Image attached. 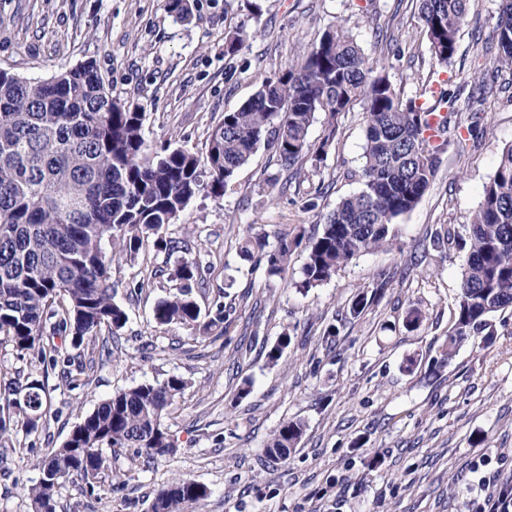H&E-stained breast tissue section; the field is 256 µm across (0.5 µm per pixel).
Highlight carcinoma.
<instances>
[{
  "label": "carcinoma",
  "mask_w": 512,
  "mask_h": 512,
  "mask_svg": "<svg viewBox=\"0 0 512 512\" xmlns=\"http://www.w3.org/2000/svg\"><path fill=\"white\" fill-rule=\"evenodd\" d=\"M419 2L421 33L444 68L457 52L470 0ZM494 38L495 68L511 71L512 0H500ZM358 100L366 114L362 165L355 172L359 190L342 199L321 233L308 240L302 232L285 234L271 246L255 225L243 232V259L265 264L270 277L281 276L304 247L302 277L294 282L304 293L353 259L394 245L397 219L417 206L440 155L461 128L477 132L481 114L461 120L458 95L448 91L447 81L426 83L403 99L349 31L337 26L305 52L300 68L270 74L252 99L224 113L205 153L177 148L153 155L142 134L144 113L112 96L93 64L44 81L0 69V345L79 382L68 371L69 348L104 327L114 334L127 323L125 309L113 300L112 265L134 261L149 239L156 252L171 258L179 246L166 236L167 226L197 195L222 196L262 145L275 148L285 168L322 161L336 128L311 148L315 113L344 112ZM468 238L446 361L475 335L491 343L494 317L512 309V145L484 187ZM166 273L158 266L150 276ZM167 274L180 287L155 303L157 324L196 326L208 335L228 321L230 311L219 300L201 315L192 296L193 286L204 282L196 259L177 260ZM186 385L178 375L144 382L115 392L81 417L62 446L35 463L40 477L26 488L35 512H56L59 490L75 477L94 493L105 448H133L148 460L172 452L164 419ZM48 406L45 381L18 376L3 382L0 447L14 433H36ZM304 430L300 420L283 422L267 444L269 455L288 458ZM207 496L205 486L178 479L159 492L152 512H185Z\"/></svg>",
  "instance_id": "carcinoma-1"
}]
</instances>
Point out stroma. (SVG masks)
Returning a JSON list of instances; mask_svg holds the SVG:
<instances>
[{
    "label": "stroma",
    "instance_id": "stroma-1",
    "mask_svg": "<svg viewBox=\"0 0 512 512\" xmlns=\"http://www.w3.org/2000/svg\"><path fill=\"white\" fill-rule=\"evenodd\" d=\"M500 0H470L451 64L438 70L421 32L417 0H261L251 16L246 0H193L180 20L167 0H0V68L46 80L93 62L114 96L145 114L142 134L151 151L205 150L225 112L239 108L262 79L301 64L303 52L330 26L350 28L375 67L386 68L396 92L415 95L427 80L471 90L493 64L491 37ZM240 35L235 57L226 36ZM400 45L401 62L385 49ZM477 102L485 120L478 135L462 133L442 154L437 174L416 208L400 217L395 246L353 260L327 283L298 292L304 250L284 278L244 260V227L269 239L314 233L317 224L359 183L366 117L362 103L333 115L318 112L309 141L328 128L336 138L320 168L283 169L273 150L259 148L223 196L193 198L167 230L188 244L205 269L193 296L201 311L215 297L230 309L221 334L192 340L183 326H161L155 302L171 287L162 281L132 292L131 281L163 254L144 244L135 262L112 268L113 296L128 314L118 335L101 332L74 354L92 362L84 384L46 375L30 355L0 346V373L47 378L51 416L34 438L35 455L60 447L80 415L115 391L144 381L183 376L188 385L165 423L173 453L146 460L131 448L104 449L98 494L67 483L57 512H152L157 494L178 478L206 486L199 512H477L487 497L512 487V311L497 315L492 344L473 338L443 361L469 241L502 149L512 144V73ZM325 192L312 211L296 202ZM453 233L448 257L432 247L435 234ZM419 257L409 265V257ZM386 293L356 320L345 318L351 298L379 276ZM425 320L404 325L408 306ZM336 345L326 348L327 327ZM292 341L277 364L266 354L282 335ZM415 358L414 373L403 370ZM252 390L236 401L238 387ZM300 419L304 435L289 459L267 455L283 421ZM39 471L0 462V512H33L22 492Z\"/></svg>",
    "mask_w": 512,
    "mask_h": 512
}]
</instances>
